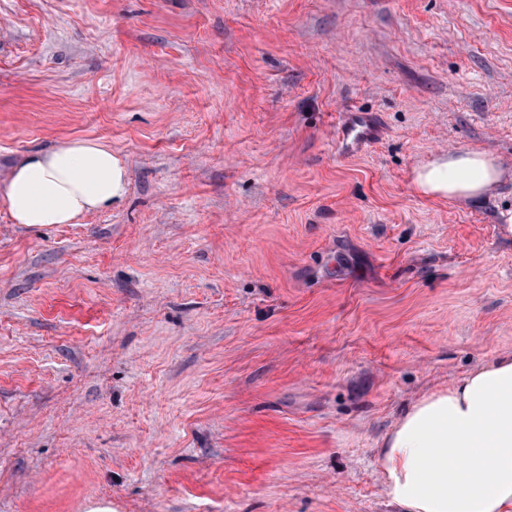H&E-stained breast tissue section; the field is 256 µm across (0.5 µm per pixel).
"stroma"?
Wrapping results in <instances>:
<instances>
[{
  "label": "stroma",
  "instance_id": "obj_1",
  "mask_svg": "<svg viewBox=\"0 0 512 512\" xmlns=\"http://www.w3.org/2000/svg\"><path fill=\"white\" fill-rule=\"evenodd\" d=\"M71 138L127 192L0 208V512H389L403 410L512 353V179L413 187L512 168V0H0V177ZM341 136L336 141V152L343 155L357 153L375 138L374 124L361 114L346 117L340 128ZM508 173L502 161L476 150H453L416 172L414 188L423 195L448 201H477Z\"/></svg>",
  "mask_w": 512,
  "mask_h": 512
}]
</instances>
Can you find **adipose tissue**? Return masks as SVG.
<instances>
[{
	"instance_id": "adipose-tissue-1",
	"label": "adipose tissue",
	"mask_w": 512,
	"mask_h": 512,
	"mask_svg": "<svg viewBox=\"0 0 512 512\" xmlns=\"http://www.w3.org/2000/svg\"><path fill=\"white\" fill-rule=\"evenodd\" d=\"M506 173L490 153L453 150L419 169L413 185L426 196L477 201ZM126 188L111 148L74 139L14 164L0 179V207L13 223L49 228L111 206ZM378 454L392 512H512V355L413 403Z\"/></svg>"
}]
</instances>
